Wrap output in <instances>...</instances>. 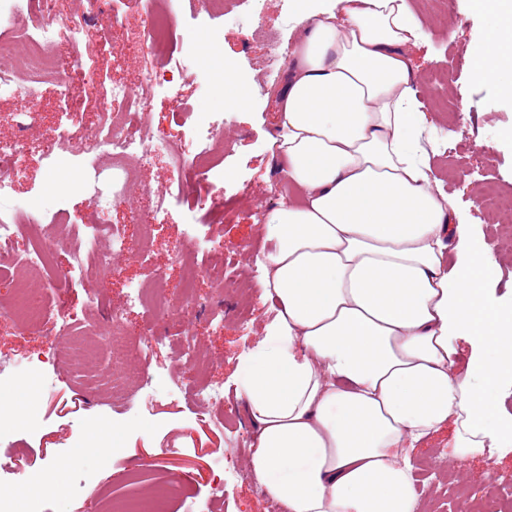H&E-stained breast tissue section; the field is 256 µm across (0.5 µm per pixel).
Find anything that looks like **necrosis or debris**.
Returning <instances> with one entry per match:
<instances>
[{
  "instance_id": "necrosis-or-debris-1",
  "label": "necrosis or debris",
  "mask_w": 512,
  "mask_h": 512,
  "mask_svg": "<svg viewBox=\"0 0 512 512\" xmlns=\"http://www.w3.org/2000/svg\"><path fill=\"white\" fill-rule=\"evenodd\" d=\"M143 17L138 33L140 47L153 58V65L138 73V83L143 90L140 98L133 99L125 86L115 85L109 92H101L92 64L82 48L88 38L92 23L90 16H60L55 12L56 0H0V29L16 28L24 15L36 12L46 16L47 24L37 32L24 36V53H16L0 42V96H8L26 103L43 74H53L62 96L74 103L85 99L106 96L113 103L123 104L122 114L97 113L88 126L64 123L53 151L74 152L94 158L101 153L112 157V176L104 191L92 199L94 220L89 224H68L54 237L39 240L30 248H20L19 231L22 225L44 221L45 214L35 207L11 215L0 213V278L8 277L18 264L39 269L48 257L63 247H71V272L82 273L87 262L97 260L99 269H107L110 260L124 255L140 254L141 242L129 239L123 228L112 224L109 212L113 202L124 201L129 182L125 162L136 158L141 164L150 163L155 156L168 155L172 163V177L165 193L158 195L153 205L155 223H164L170 200H177L187 208L186 224L189 234L180 246L181 253H189L194 263L186 272L187 284L204 278L216 289H223L226 282L224 241L222 238L198 232L196 224L202 213H220L224 210V194L215 185L220 178L215 167L200 166L198 158L189 156L181 146L171 142L162 132L153 130L147 116L148 98L157 90L174 91L176 79L171 75L170 63L178 48L175 29L176 0H166V9H158L155 0H136ZM65 44L74 55L71 60L58 59L52 53L54 46ZM26 72V81H17L19 72ZM70 272V273H71ZM167 279L163 273H154L150 282L129 283V294L153 317L168 320L172 307L164 294ZM16 326L28 329L41 327L63 340L71 334V312H54L53 308L28 302L24 289H16L10 303L0 306ZM122 314L113 312L112 324L106 336L100 338L97 348L77 346L73 360L77 363L91 359L96 350L111 352L113 362L121 363L123 371L149 373L152 355L157 345L154 332L140 334L136 341H129L121 329ZM179 368L164 383L169 392L183 391L198 373L200 358L196 336L189 328H181L177 339Z\"/></svg>"
}]
</instances>
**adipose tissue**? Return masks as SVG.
Here are the masks:
<instances>
[{"instance_id":"1","label":"adipose tissue","mask_w":512,"mask_h":512,"mask_svg":"<svg viewBox=\"0 0 512 512\" xmlns=\"http://www.w3.org/2000/svg\"><path fill=\"white\" fill-rule=\"evenodd\" d=\"M297 2L272 141L297 195L267 217L276 317L237 366L249 463L285 512H417L421 441L452 428V463L512 452V317L477 287L489 259L432 186L409 0ZM475 6L473 76L512 98V0Z\"/></svg>"}]
</instances>
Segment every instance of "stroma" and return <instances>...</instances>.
<instances>
[{"label":"stroma","mask_w":512,"mask_h":512,"mask_svg":"<svg viewBox=\"0 0 512 512\" xmlns=\"http://www.w3.org/2000/svg\"><path fill=\"white\" fill-rule=\"evenodd\" d=\"M114 0H102L105 15L89 35L93 64L104 87L126 85L139 95L136 75L149 64L148 55L132 48L141 25V12L132 0L123 4L122 24H113L109 13ZM423 34L415 56L419 69L418 98L431 126L425 147L435 186L455 204L476 244L491 252L494 274L479 278L485 293L496 299L503 315L512 314V103L493 84L476 81L472 70L485 39L482 14L474 0H411ZM176 34L185 47L195 49L199 61L190 64L177 93L160 91L152 97L147 120L153 129L189 146L192 135L175 119L176 113H209L223 130L216 138L219 166L224 172V196L235 201V212L226 220L204 218L203 230L222 237L224 252L235 260L234 278L249 290L251 316L238 317V298L226 292L216 298L206 284L198 286L200 306L191 319L202 351L212 367L202 378L219 385L224 396L223 427H215L208 411L193 392L160 395L145 419L112 398L110 356H101L76 369L69 344L52 342L42 331H20L0 320V367L14 373L10 390L0 400L20 408L24 419L14 424L13 437L0 444V461L15 462L48 472L61 469L56 491L14 501L15 512H98L111 496L144 495L163 478L180 476L174 495L160 503L161 512H181L182 501L211 504V512H275V503L256 481L248 464L254 426L238 397L235 370L239 357L264 336L276 315L263 288L261 262L274 242L263 226L280 201L281 163L268 148L279 133L272 120L273 96L281 85L300 32L292 0H222L209 10L205 0H177ZM219 51L240 87L259 86L261 92L248 108L226 100L221 80L203 89L201 62ZM35 125L30 132L34 148L15 176L0 208H15L31 200L51 208L47 190L68 186L62 222L86 223L90 196L82 180L80 159L44 153L54 143L65 119L91 123L98 102L70 104L58 92L52 77H44L30 104ZM171 178L166 156L136 165L128 202L114 206L111 221L137 236L148 218L149 204ZM249 197H239L241 189ZM504 198L501 207L487 208L481 200L488 189ZM185 234L181 206H173L170 219L156 225L146 252L123 262L118 275L103 278L76 276L62 292L66 305L77 314L74 341L104 335L109 308L122 309L133 330H148V313L127 300V284L163 270L172 298L181 293V273L173 258L176 242ZM224 306L223 329L209 323L216 304ZM55 346V360L45 371L23 367L21 361L39 349ZM49 382L45 395H22V388ZM110 433L102 448L89 436L100 424ZM448 432L421 443L412 454L420 495L419 512H490L491 496H512V455L499 464L486 459L449 465ZM223 481L224 499L209 503L210 487Z\"/></svg>","instance_id":"stroma-1"}]
</instances>
